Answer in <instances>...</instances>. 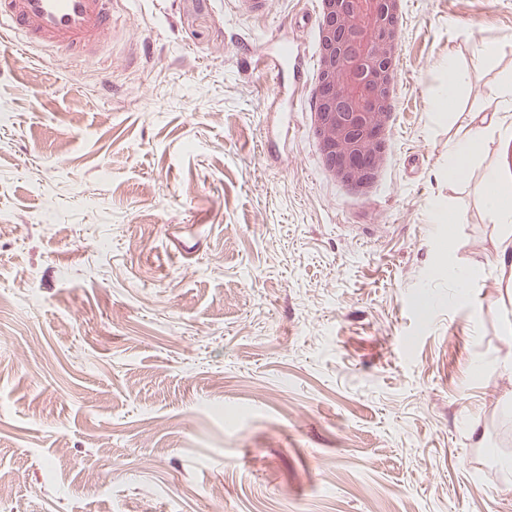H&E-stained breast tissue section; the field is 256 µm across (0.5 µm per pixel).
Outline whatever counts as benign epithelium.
<instances>
[{"label": "benign epithelium", "mask_w": 512, "mask_h": 512, "mask_svg": "<svg viewBox=\"0 0 512 512\" xmlns=\"http://www.w3.org/2000/svg\"><path fill=\"white\" fill-rule=\"evenodd\" d=\"M400 0H321L313 133L328 170L363 189L380 168Z\"/></svg>", "instance_id": "1"}]
</instances>
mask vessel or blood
<instances>
[{
    "instance_id": "1",
    "label": "vessel or blood",
    "mask_w": 512,
    "mask_h": 512,
    "mask_svg": "<svg viewBox=\"0 0 512 512\" xmlns=\"http://www.w3.org/2000/svg\"><path fill=\"white\" fill-rule=\"evenodd\" d=\"M115 0H0V35L21 34L26 48L96 53L112 39ZM311 66L312 59L280 49L265 65L281 75L288 65Z\"/></svg>"
}]
</instances>
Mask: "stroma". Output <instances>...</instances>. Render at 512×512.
<instances>
[{"mask_svg": "<svg viewBox=\"0 0 512 512\" xmlns=\"http://www.w3.org/2000/svg\"><path fill=\"white\" fill-rule=\"evenodd\" d=\"M321 20L123 0L92 57L0 39V512H512V229L480 199L512 138L448 179L502 106L512 0H401L362 190L312 133L317 71L263 64L319 55ZM293 56V49L288 50V47L282 48L276 54L267 58L265 67H267V69L270 70L277 79H279L281 73L291 64L294 69L296 65L297 67L304 65L307 70L311 67L312 56L309 55L306 57L305 54L300 55V53H297L294 57ZM439 67L445 73L446 80L441 85L439 93L433 102V107L441 116H447L448 101L456 98L459 90L467 82V75L449 59L448 63H442ZM488 133L487 126L470 123L456 140L448 142L449 180L464 175L471 158L482 150Z\"/></svg>", "mask_w": 512, "mask_h": 512, "instance_id": "35a3bbf8", "label": "stroma"}]
</instances>
